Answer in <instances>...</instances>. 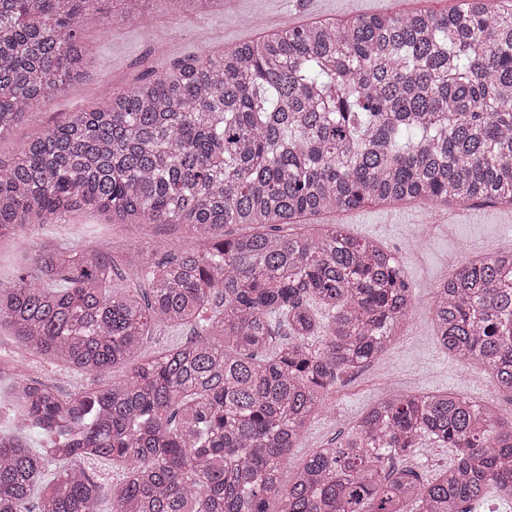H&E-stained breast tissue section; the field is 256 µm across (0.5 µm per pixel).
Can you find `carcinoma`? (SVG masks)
Returning a JSON list of instances; mask_svg holds the SVG:
<instances>
[{"label": "carcinoma", "mask_w": 512, "mask_h": 512, "mask_svg": "<svg viewBox=\"0 0 512 512\" xmlns=\"http://www.w3.org/2000/svg\"><path fill=\"white\" fill-rule=\"evenodd\" d=\"M154 0H0V136L82 79L89 15L140 20ZM172 12L211 0H162ZM75 112L0 159V236L33 267L0 284L20 347L98 375L141 355L156 326L195 336L129 375L62 394L14 376L21 420L0 432V512H471L492 486L512 501V421L457 393L394 392L297 465L292 448L338 375L399 336L413 294L399 261L340 224L283 234L366 203L512 205V15L494 0L446 13L319 21L181 61ZM98 212L181 224L193 245L125 258L28 238L33 224ZM228 224L268 232L226 237ZM435 336L512 398V249L465 261L435 288ZM432 441L453 459L423 480L394 462ZM107 459L106 487L82 464ZM56 467L53 478L44 474Z\"/></svg>", "instance_id": "1"}]
</instances>
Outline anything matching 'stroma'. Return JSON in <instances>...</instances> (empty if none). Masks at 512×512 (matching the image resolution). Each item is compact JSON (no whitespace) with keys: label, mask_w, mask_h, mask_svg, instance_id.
<instances>
[{"label":"stroma","mask_w":512,"mask_h":512,"mask_svg":"<svg viewBox=\"0 0 512 512\" xmlns=\"http://www.w3.org/2000/svg\"><path fill=\"white\" fill-rule=\"evenodd\" d=\"M457 0H227L203 12L174 13L151 5L147 19L117 26L90 19L84 36L95 55L84 79L40 100L25 120L0 138V158L11 159L33 137L65 121L72 113L99 107L102 90L121 91L159 75L178 62L311 22L343 21L357 16L426 10L448 11ZM303 224H340L347 234L374 239L394 251L413 290V309L403 336L362 368L341 374L329 407L316 416L292 450L293 462L330 444L374 402L392 390L408 393L454 392L512 412V400L498 391L478 364L462 365L450 357L434 335L432 301L437 285L449 275L450 258L467 252L492 254L512 248V206L468 205L447 211L415 204L360 208L306 216ZM67 245L96 242L109 246L116 259L159 245L172 252L190 246L186 228L171 224H109L93 214L63 218L40 228ZM0 360L35 380L71 393L119 379L130 366L101 375L81 374L24 351L8 329H0Z\"/></svg>","instance_id":"1"}]
</instances>
